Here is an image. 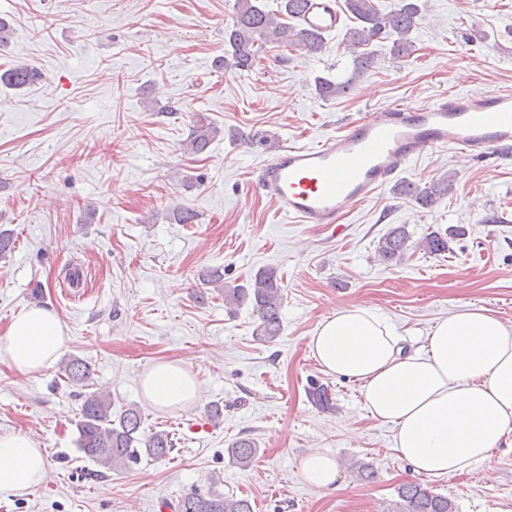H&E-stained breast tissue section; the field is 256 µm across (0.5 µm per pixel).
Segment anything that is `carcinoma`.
<instances>
[{"label": "carcinoma", "instance_id": "carcinoma-1", "mask_svg": "<svg viewBox=\"0 0 512 512\" xmlns=\"http://www.w3.org/2000/svg\"><path fill=\"white\" fill-rule=\"evenodd\" d=\"M308 0H281L277 12L265 10L257 0H236L232 25L224 32V41L230 48L231 64L243 72H249L260 62L265 44L278 41L305 55L321 52L324 40L322 33L295 28L282 18L295 19L305 9ZM345 7L355 25L346 29L344 40L353 56L352 71L344 80L326 77L316 78V91L323 97H344L356 87L357 78L375 63V57L363 48L376 39L390 38L392 57L406 61L414 52L411 33L422 20L420 0H397L394 8L380 11L374 0H345ZM38 72L26 64H17L0 74V81L16 88L33 84ZM219 133L211 123L193 127L184 144L186 152L201 154L207 150ZM449 181L442 180L428 187L412 182L395 186L400 196L410 197L424 208L434 206L448 194ZM463 235L460 229L430 232L421 247L431 254H442L450 250L449 240ZM410 235L405 226L399 225L382 237L377 246L379 257L385 262L401 259L409 247ZM224 303L231 308L242 305L251 307L257 316L256 336L264 342H273L282 331L283 291L274 269H263L255 273L247 286L224 289ZM67 382L85 385L90 377L89 367L80 360H71L65 365ZM142 416L135 407H127L112 418V397L104 392H90L82 403L80 420L77 423L78 450L84 458L97 466L115 471L127 469L140 463L142 458L163 460L174 449V440L165 431L144 435L141 431ZM232 461L242 469L250 468L257 457L256 444L250 439H240L229 448ZM356 480L370 483L377 477L371 464L356 461L352 465ZM401 512H455L448 497L435 494L419 483H405L397 488ZM176 512H254L249 499L226 496L217 490H193L185 494L176 504Z\"/></svg>", "mask_w": 512, "mask_h": 512}]
</instances>
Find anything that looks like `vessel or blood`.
<instances>
[{"instance_id":"obj_1","label":"vessel or blood","mask_w":512,"mask_h":512,"mask_svg":"<svg viewBox=\"0 0 512 512\" xmlns=\"http://www.w3.org/2000/svg\"><path fill=\"white\" fill-rule=\"evenodd\" d=\"M335 0H309L298 25L336 31ZM448 148L462 159L512 150V90L450 93L426 108L388 103L336 136L279 144L256 174L258 192L298 224L337 229L343 215L371 198L424 152Z\"/></svg>"}]
</instances>
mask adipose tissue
Masks as SVG:
<instances>
[{
    "label": "adipose tissue",
    "instance_id": "ef3b65f1",
    "mask_svg": "<svg viewBox=\"0 0 512 512\" xmlns=\"http://www.w3.org/2000/svg\"><path fill=\"white\" fill-rule=\"evenodd\" d=\"M69 339L53 311L32 307L11 321L0 357L26 376L50 368ZM390 319L363 305L324 317L307 346L322 370L360 383L369 416L392 425L394 449L415 472L440 477L488 460L512 434V327L468 306L436 321L425 351L407 354ZM143 394L169 411L197 401L200 385L183 364L155 363ZM44 449L25 434L0 435V494L22 496L42 483ZM320 491L339 484L340 465L320 450L299 463Z\"/></svg>",
    "mask_w": 512,
    "mask_h": 512
}]
</instances>
